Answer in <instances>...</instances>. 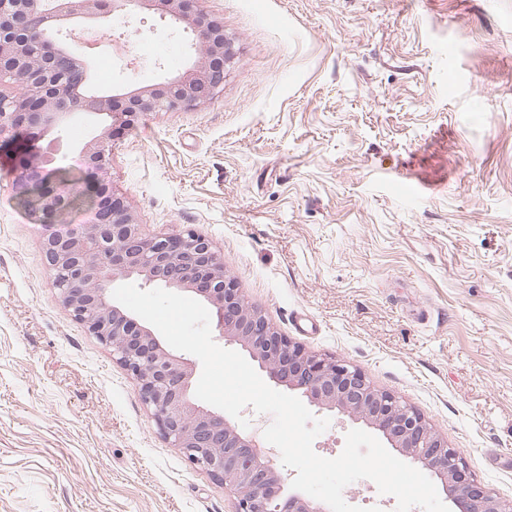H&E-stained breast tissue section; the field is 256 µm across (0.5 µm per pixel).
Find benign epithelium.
<instances>
[{
  "mask_svg": "<svg viewBox=\"0 0 512 512\" xmlns=\"http://www.w3.org/2000/svg\"><path fill=\"white\" fill-rule=\"evenodd\" d=\"M190 0H0V79L20 91H0V138L28 131L35 141L77 117L103 118L79 149L86 188L65 190L56 178L55 153L42 150L15 172L21 198L32 197L42 223H61L80 197L89 199L90 220L44 242V260L54 286L75 319L111 348L112 357L140 382L141 396L168 443L196 467L228 488L235 512H328L300 493L286 492L287 478L272 460L256 452L262 444L238 431L221 411L192 398V371L149 326L137 323L113 297L127 280L192 292L212 310L219 336L236 344L275 383L297 391L321 410L336 411L379 434L401 456L433 475L459 512H512L466 473L461 451L448 446L425 418L395 395L375 388L364 373L343 360L305 353L281 336L265 314L245 301L224 270L210 239L192 231L182 236H143L108 176L112 125L140 112L174 111L212 100L224 86L233 61L223 21L189 5ZM139 5L150 6L182 34L205 44L198 56L191 43L189 65L176 77L117 94L72 92L84 55L53 28L60 20L120 19Z\"/></svg>",
  "mask_w": 512,
  "mask_h": 512,
  "instance_id": "benign-epithelium-1",
  "label": "benign epithelium"
}]
</instances>
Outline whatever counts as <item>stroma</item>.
I'll return each instance as SVG.
<instances>
[{
	"instance_id": "stroma-1",
	"label": "stroma",
	"mask_w": 512,
	"mask_h": 512,
	"mask_svg": "<svg viewBox=\"0 0 512 512\" xmlns=\"http://www.w3.org/2000/svg\"><path fill=\"white\" fill-rule=\"evenodd\" d=\"M235 60L213 100L112 128L142 233L192 230L305 352L356 366L512 502V0H198ZM133 74L183 72L154 11L116 27ZM77 119L43 143L78 155ZM0 139V512H234L162 436L136 377L60 301L49 232Z\"/></svg>"
}]
</instances>
